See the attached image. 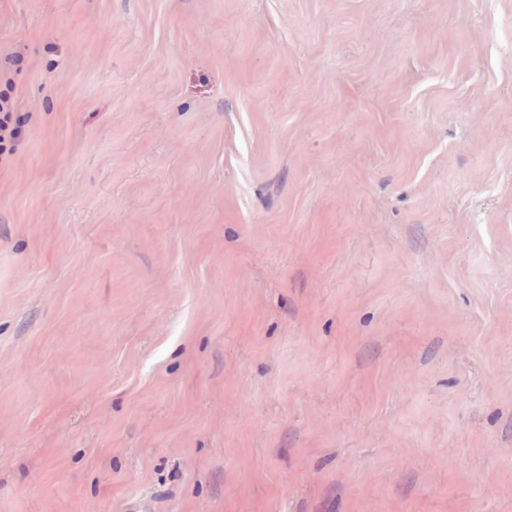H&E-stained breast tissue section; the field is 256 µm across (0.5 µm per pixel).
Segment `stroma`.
<instances>
[{"mask_svg":"<svg viewBox=\"0 0 512 512\" xmlns=\"http://www.w3.org/2000/svg\"><path fill=\"white\" fill-rule=\"evenodd\" d=\"M0 512H512V0H0Z\"/></svg>","mask_w":512,"mask_h":512,"instance_id":"35a3bbf8","label":"stroma"}]
</instances>
